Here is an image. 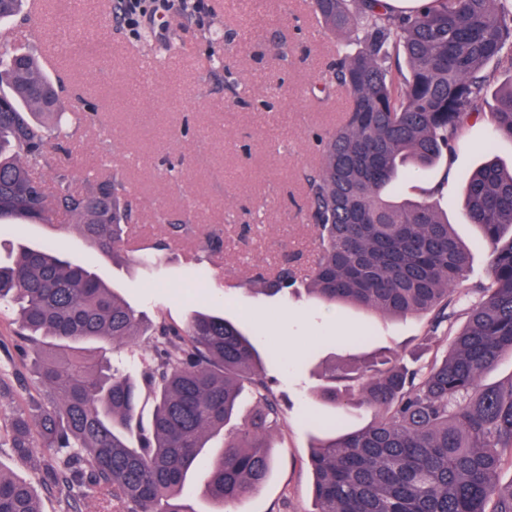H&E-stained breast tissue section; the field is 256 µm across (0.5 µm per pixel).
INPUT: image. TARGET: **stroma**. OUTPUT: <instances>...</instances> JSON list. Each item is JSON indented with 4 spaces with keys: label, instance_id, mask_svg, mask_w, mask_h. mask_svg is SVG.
<instances>
[{
    "label": "stroma",
    "instance_id": "stroma-1",
    "mask_svg": "<svg viewBox=\"0 0 512 512\" xmlns=\"http://www.w3.org/2000/svg\"><path fill=\"white\" fill-rule=\"evenodd\" d=\"M65 2L39 0L0 27V48L30 52L44 72L63 77L65 103L83 100L81 124L64 152L51 155L43 177L65 174L78 189L97 175L121 180L140 206L128 239L135 247L168 242L166 275L152 278L131 259L95 251L62 218L0 235V258L53 238L64 257L91 268L148 318L181 324L204 308L234 321L260 353L282 416L268 438L267 482L230 512H303L311 503L313 420L354 431L375 419L357 400L321 399L324 370L379 353L406 360L420 349L429 359L441 348L426 317L332 308L303 293L268 296L257 280L286 257L307 261L315 253L302 173L320 163L321 138L347 109L332 73L341 36L316 21L309 0H205L203 13L150 10L133 26L120 17L122 0H87L69 12L71 34L104 51L79 56L61 41ZM487 140L494 155L512 163V141L492 140L483 120L467 127L452 156L402 175L390 191L395 200L432 191V204L470 253L461 294L488 278L483 238L463 214L465 179L483 162ZM172 221L188 226L174 242ZM212 227L222 229L224 244L203 256L210 285L202 288L190 274Z\"/></svg>",
    "mask_w": 512,
    "mask_h": 512
}]
</instances>
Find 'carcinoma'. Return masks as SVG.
<instances>
[{"label":"carcinoma","mask_w":512,"mask_h":512,"mask_svg":"<svg viewBox=\"0 0 512 512\" xmlns=\"http://www.w3.org/2000/svg\"><path fill=\"white\" fill-rule=\"evenodd\" d=\"M311 5L327 29L346 35L335 77L349 108L325 142L322 166L304 175L315 257L303 270L290 259L259 276L262 291L305 282L329 304L427 314L430 335L449 347L413 369L375 358L330 371L321 396L334 402L356 387L376 420L311 448L306 512H512V480H500L512 467V379L481 384L486 369L512 354V170L488 160L466 185L468 220L488 248V282L471 302L454 294L470 257L448 218L424 199L386 195L406 164L425 170L454 151L472 120L489 117L493 138L512 141V81L485 112L496 72L512 71V0H422L408 12L386 0ZM5 77L0 234L63 215L100 252H127L123 227L137 207L123 183L95 178L78 191L60 174L50 195L38 173L51 141L72 136L78 106L60 107L54 81L27 53L0 51ZM58 249L48 242L0 263V303L15 308L18 324L12 344L0 339L7 354L0 404L12 407L0 449L30 460L61 512H83L85 489L97 495L98 512H195L182 492L204 462L206 491L223 506L263 485L272 467L266 437L280 404L248 336L216 314L194 312L181 326L162 321L139 383L104 350L79 344L131 342L142 335V319ZM138 263L162 276L159 255ZM25 370L44 391L21 384ZM245 387L254 411L228 430ZM0 512H41L31 485L1 469Z\"/></svg>","instance_id":"obj_1"}]
</instances>
